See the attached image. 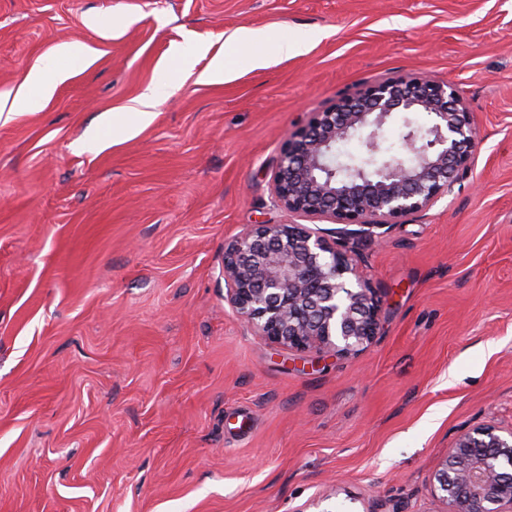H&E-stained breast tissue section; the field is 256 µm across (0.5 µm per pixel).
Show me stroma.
Instances as JSON below:
<instances>
[{"instance_id": "35a3bbf8", "label": "stroma", "mask_w": 512, "mask_h": 512, "mask_svg": "<svg viewBox=\"0 0 512 512\" xmlns=\"http://www.w3.org/2000/svg\"><path fill=\"white\" fill-rule=\"evenodd\" d=\"M244 27L267 37L239 49ZM74 39L93 62L0 112V512H436L459 433L512 428V0H0V96ZM198 43L223 83L198 81L209 57L183 69ZM409 74L459 91L474 163L343 237L382 299L371 345L276 346L225 302L224 243L334 236L274 202L281 146ZM152 83L153 120L113 133L105 113ZM92 130L102 148H78Z\"/></svg>"}]
</instances>
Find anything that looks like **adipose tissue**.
<instances>
[{
    "instance_id": "adipose-tissue-1",
    "label": "adipose tissue",
    "mask_w": 512,
    "mask_h": 512,
    "mask_svg": "<svg viewBox=\"0 0 512 512\" xmlns=\"http://www.w3.org/2000/svg\"><path fill=\"white\" fill-rule=\"evenodd\" d=\"M94 56V49L78 40L57 46L52 59L30 70L25 80L27 91L13 99L12 110L18 111L29 107L30 94H37L43 99L51 97L56 87L67 79L68 64L88 63ZM164 96V87L157 84L148 85L132 104L126 107L124 115H113V124L120 126L123 135H134L141 127L151 122L154 110Z\"/></svg>"
}]
</instances>
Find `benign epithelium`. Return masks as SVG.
Returning a JSON list of instances; mask_svg holds the SVG:
<instances>
[{
    "instance_id": "1",
    "label": "benign epithelium",
    "mask_w": 512,
    "mask_h": 512,
    "mask_svg": "<svg viewBox=\"0 0 512 512\" xmlns=\"http://www.w3.org/2000/svg\"><path fill=\"white\" fill-rule=\"evenodd\" d=\"M394 112L429 117L426 135L404 118L407 157L382 148ZM365 136L368 155L338 146ZM477 132L459 92L426 75L365 84L340 96L285 141L271 170L275 203L312 219L371 231L429 209L471 169ZM224 300L271 343L356 353L381 327L382 303L350 252L303 224H255L224 243ZM431 487L438 512H512V430L462 431Z\"/></svg>"
}]
</instances>
